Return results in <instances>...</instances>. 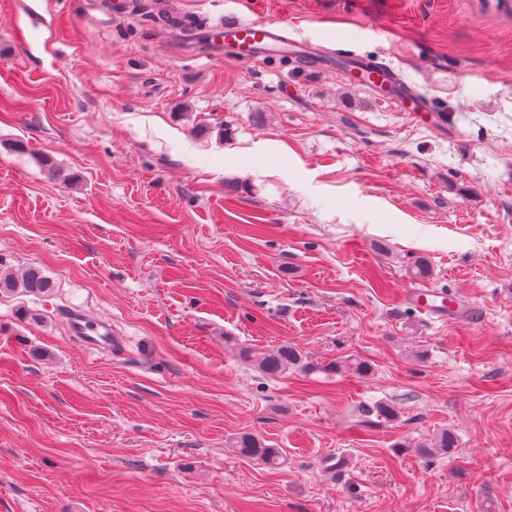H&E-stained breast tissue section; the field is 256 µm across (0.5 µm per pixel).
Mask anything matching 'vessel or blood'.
<instances>
[{
    "instance_id": "1",
    "label": "vessel or blood",
    "mask_w": 512,
    "mask_h": 512,
    "mask_svg": "<svg viewBox=\"0 0 512 512\" xmlns=\"http://www.w3.org/2000/svg\"><path fill=\"white\" fill-rule=\"evenodd\" d=\"M224 43L232 56H263L272 53H297L305 63L316 66L327 63L333 46H320L312 39L298 36L282 19L259 17L256 19L231 18L219 27ZM361 72L367 84H396L398 91L394 105L409 113L414 120H421L427 107L418 100L416 93L400 76L386 64L363 63ZM426 316H458L464 305L445 291L436 288H413L407 294ZM68 325L71 333L91 351H120L124 346L122 336L105 322L90 320L81 313L70 314Z\"/></svg>"
}]
</instances>
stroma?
Returning a JSON list of instances; mask_svg holds the SVG:
<instances>
[{
  "instance_id": "1",
  "label": "stroma",
  "mask_w": 512,
  "mask_h": 512,
  "mask_svg": "<svg viewBox=\"0 0 512 512\" xmlns=\"http://www.w3.org/2000/svg\"><path fill=\"white\" fill-rule=\"evenodd\" d=\"M266 15L345 36L442 122L225 59L218 22ZM422 256L463 316L407 300ZM33 266L52 295L0 297V512H512V0H0V268ZM284 343L372 371L238 355ZM379 400L398 420L361 415ZM71 333L82 345L91 351H120L124 347L122 336L106 322L92 321L81 313H72L68 317ZM240 357L268 377H278L293 372H326L338 369V365L319 366L308 360L307 355L293 344H283L268 352H255L248 346L240 348ZM456 443V434L453 431L444 429L440 433H437L435 436L426 439L424 442L414 447L417 454L430 460L431 458L449 456L457 447ZM231 448L244 458L255 459L267 465H279L284 459L281 449L270 448L257 434L242 432L230 438Z\"/></svg>"
}]
</instances>
